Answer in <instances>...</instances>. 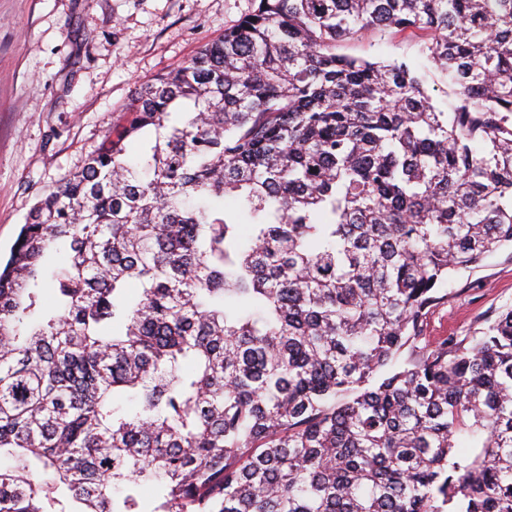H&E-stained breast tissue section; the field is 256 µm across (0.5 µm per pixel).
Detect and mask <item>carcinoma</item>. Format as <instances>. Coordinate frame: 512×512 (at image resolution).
<instances>
[{
  "mask_svg": "<svg viewBox=\"0 0 512 512\" xmlns=\"http://www.w3.org/2000/svg\"><path fill=\"white\" fill-rule=\"evenodd\" d=\"M504 246L512 0H257L0 267V512H512V308L422 343ZM336 53L371 62L406 61L414 63L428 73V87L438 105L446 109L451 103V88L446 85L440 74L435 72L431 63L420 53V43L408 35H394L391 32L368 34L363 39L340 43Z\"/></svg>",
  "mask_w": 512,
  "mask_h": 512,
  "instance_id": "cac0c4a2",
  "label": "carcinoma"
}]
</instances>
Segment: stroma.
<instances>
[{"label":"stroma","mask_w":512,"mask_h":512,"mask_svg":"<svg viewBox=\"0 0 512 512\" xmlns=\"http://www.w3.org/2000/svg\"><path fill=\"white\" fill-rule=\"evenodd\" d=\"M255 0H0V255L30 209L81 170L127 122L136 89L220 40ZM337 53L406 61L428 73L438 105L451 88L417 39L389 32L344 42ZM425 336L465 338L512 307V249L454 274Z\"/></svg>","instance_id":"obj_1"}]
</instances>
